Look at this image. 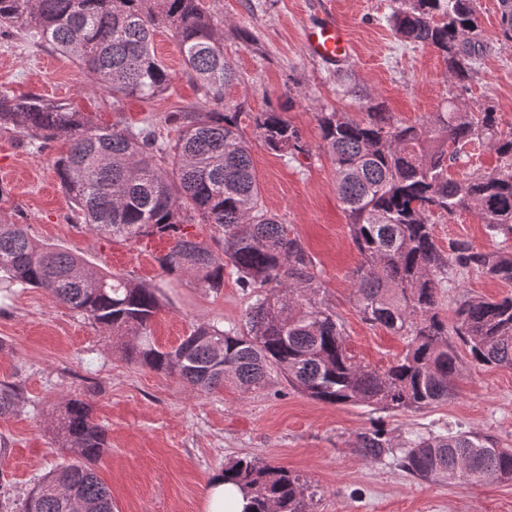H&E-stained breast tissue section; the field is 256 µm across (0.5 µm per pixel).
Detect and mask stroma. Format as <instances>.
I'll list each match as a JSON object with an SVG mask.
<instances>
[{
    "instance_id": "stroma-1",
    "label": "stroma",
    "mask_w": 512,
    "mask_h": 512,
    "mask_svg": "<svg viewBox=\"0 0 512 512\" xmlns=\"http://www.w3.org/2000/svg\"><path fill=\"white\" fill-rule=\"evenodd\" d=\"M393 0H217L224 19V53L241 75L225 101L242 104L243 132L254 137V113L275 108L301 133L309 155L297 159L255 147L253 164L265 206L277 213L313 255L326 303L344 324L356 361L385 368L405 350L402 337L361 321L354 297L360 256L336 194V174L320 146L317 110L358 116L354 98L336 89V68L310 55L304 32L322 14H334L348 34L346 61L359 89L383 102L405 123L443 111L449 96L472 107L495 105L503 129L512 128V47L496 40L498 0H477L483 53L474 78L451 83L436 51L397 40L387 19ZM157 58L173 76L168 94L123 99L108 93L48 45L23 31L0 34V91L69 104L106 126L151 123L160 138H174L169 113L203 105L195 81L167 31L154 36ZM62 144L36 151L17 133L0 130V214L26 225L33 238L82 255L91 266L147 283L162 279L158 259L167 238L120 242L77 222L53 158ZM441 248L465 243L490 252L502 247L473 211L433 217ZM512 287L476 272L440 292L441 313L451 317L463 295L497 298ZM171 305L152 321L159 346L169 349L196 324L240 322L250 299L234 276L219 291L181 278ZM0 382L19 384L13 415L0 418V498L21 503L35 483L70 460L51 420L58 404L86 399L107 431L108 449L95 470L112 496L114 512H203L212 475L230 460L252 455L302 477L313 498L309 512H512V481L439 484L415 479L391 461L370 462L354 451L357 434L384 422L396 439L408 432H440L448 423L491 434L512 448V369L467 363L448 401L421 410L379 412L362 405H330L273 380L242 392L232 385L203 393L177 377L126 363L117 344L41 288L0 296Z\"/></svg>"
}]
</instances>
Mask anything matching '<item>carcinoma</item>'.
Returning <instances> with one entry per match:
<instances>
[{
	"mask_svg": "<svg viewBox=\"0 0 512 512\" xmlns=\"http://www.w3.org/2000/svg\"><path fill=\"white\" fill-rule=\"evenodd\" d=\"M394 34L432 47L449 81L459 86L477 72L480 39L475 0H393ZM496 40L512 46V0H499ZM223 19L205 0H0V29L17 27L69 57L91 83L126 97L168 92L172 74L153 51L157 28H167L185 70L208 102H224L239 81L224 55ZM342 94L359 97L362 116L318 112L322 148L336 171V192L352 239L363 257L356 282L361 319L407 339L405 353L386 369L363 365L348 353L336 313L319 299L315 263L302 240L261 201L252 164L254 144L240 125V107L173 116L174 139L161 141L151 125L102 128L66 104L0 91V129L14 128L54 158L62 191L83 223L122 241L159 235L172 240L158 258L169 277H189L218 291L224 274L236 276L252 303L239 324L203 323L171 349L152 336L151 321L170 299L165 282L136 281L91 269L71 251L40 244L25 225L0 216V285L41 288L73 312L104 328L129 364L174 374L197 392L229 382L248 392L272 374L309 398L375 410H417L445 402L470 362L512 368V294L467 296L456 303L454 325L439 311V291L471 270L512 285V247L474 252L463 243L443 251L431 217L474 210L492 236L512 239V131L500 130L491 105L476 110L448 99L442 112L418 123L394 118L363 94L351 73L336 68ZM258 140L295 159L309 153L299 130L275 110L253 116ZM473 141L499 160L491 172L448 177V163ZM215 226L218 237L197 240L184 226ZM20 388L0 383V417L12 414ZM55 437L74 459L41 478L21 507L0 512H112V497L93 464L107 448L105 428L80 398L62 402ZM355 452L386 457L407 474L433 483L512 481V448L491 436L450 424L440 433H411L395 442L383 424L357 434ZM224 480L251 496L245 512H307L306 483L282 467L253 457L224 465Z\"/></svg>",
	"mask_w": 512,
	"mask_h": 512,
	"instance_id": "obj_1",
	"label": "carcinoma"
}]
</instances>
